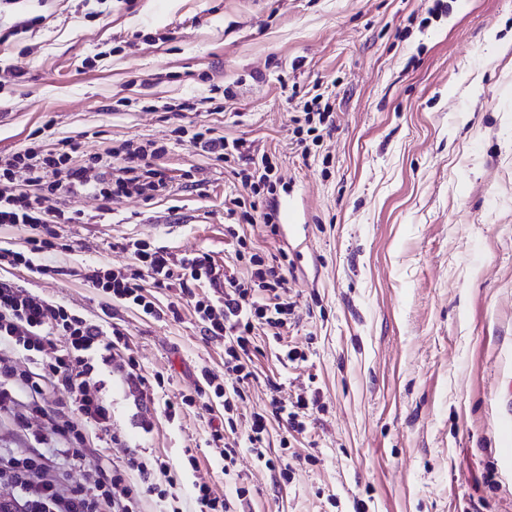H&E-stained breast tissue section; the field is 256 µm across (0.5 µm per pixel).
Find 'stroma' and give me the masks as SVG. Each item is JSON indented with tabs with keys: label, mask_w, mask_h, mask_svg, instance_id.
Instances as JSON below:
<instances>
[{
	"label": "stroma",
	"mask_w": 512,
	"mask_h": 512,
	"mask_svg": "<svg viewBox=\"0 0 512 512\" xmlns=\"http://www.w3.org/2000/svg\"><path fill=\"white\" fill-rule=\"evenodd\" d=\"M41 17L9 35L13 22ZM0 63L25 73L0 88V153L71 137L105 153L134 138L164 145L170 195L122 198L101 210L66 198L81 224L57 225L52 273L9 278L118 324L146 378L138 393L113 372L111 448L178 473L174 498L142 512H198L192 482L221 496L247 490L244 512H512V0H6ZM327 87L334 126L302 156L291 145L299 108L289 89ZM196 112H145L143 101ZM211 129L273 155L278 198H292L296 232L245 226L248 251H288L297 323L283 362L257 333L253 380L234 413L237 436L272 395L308 391L303 430L269 419L277 479L240 449L237 480L208 447L209 421L165 400L194 392L202 370L224 372V344L204 339L191 306L153 319L90 288L86 265L130 264L117 242L140 238L173 258L234 254L226 196L233 178L191 141ZM150 423L143 432L142 423ZM195 465H188V458Z\"/></svg>",
	"instance_id": "35a3bbf8"
}]
</instances>
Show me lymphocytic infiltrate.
<instances>
[{
    "label": "lymphocytic infiltrate",
    "instance_id": "1",
    "mask_svg": "<svg viewBox=\"0 0 512 512\" xmlns=\"http://www.w3.org/2000/svg\"><path fill=\"white\" fill-rule=\"evenodd\" d=\"M299 107L304 123L294 128L292 140L303 150L329 130L330 96L320 86H313ZM193 140L214 161L229 168L240 188L228 199V215L241 224L262 223L271 235H278L275 166L270 157L254 158L247 154L244 142H230L208 130L196 132ZM74 153L76 143L64 138L48 147L35 142L22 151L0 155V224H22L32 231L26 251L0 248V271L22 266L40 275L51 273L46 256L54 248L56 225L83 223L85 215L67 207L47 206L49 198L79 192L109 203L132 196L150 200L170 191L169 180L158 164L164 149L154 143L126 140L107 154L89 153L78 162ZM21 170L26 179L20 183L16 174ZM122 248L131 254L132 264L117 270L88 266L85 279L90 287L152 318L165 312L179 317L178 302L187 299L205 338L224 343L227 379L202 371L194 394L177 404L165 403L168 418H175L185 406L206 414L218 405L232 411L253 377L250 354L256 330H264L269 341L280 345L283 359H297L296 350L280 344L284 329L295 318L294 306L285 295L287 256L268 261L235 250V261L254 266L253 276L259 281L254 287L204 253L176 260L165 247L140 239L128 240ZM149 283L173 290L175 302L159 307L145 293ZM201 283L207 288L203 295L196 291ZM125 347L124 332L118 325L104 327L49 297L0 278V409H15L24 423L31 415L44 414L42 396L47 389L60 390L66 397V412L52 426L51 434L68 441L67 447L52 457L0 459V474L10 478L9 501L0 505V512H140L143 497H166V484L175 481L168 465L159 460L146 462L134 449L122 463L100 461L94 479L71 486L65 494L48 476L56 463H82L88 434L110 435L112 404L102 390L116 356ZM317 402V396L303 394L289 404L272 398L269 414L253 415L243 441L227 437L233 421L212 427L209 444L217 449L224 472H233L238 450L244 445L271 472L287 477V469L267 458L262 446L267 421L275 417L296 424L298 411ZM131 472L138 473V483H127Z\"/></svg>",
    "mask_w": 512,
    "mask_h": 512
}]
</instances>
